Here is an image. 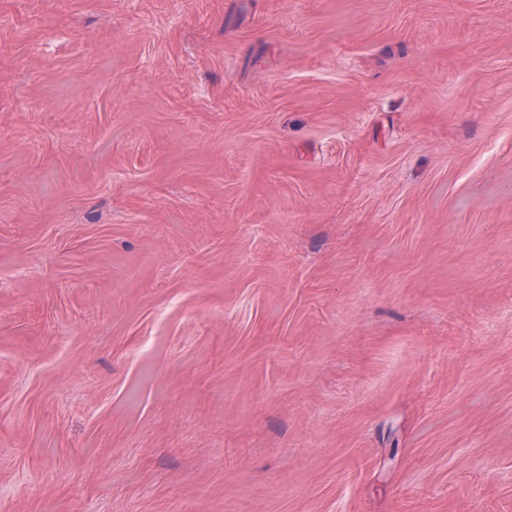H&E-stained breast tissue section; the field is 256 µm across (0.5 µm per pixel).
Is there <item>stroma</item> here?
Masks as SVG:
<instances>
[{"label": "stroma", "mask_w": 512, "mask_h": 512, "mask_svg": "<svg viewBox=\"0 0 512 512\" xmlns=\"http://www.w3.org/2000/svg\"><path fill=\"white\" fill-rule=\"evenodd\" d=\"M0 512H512V0H0Z\"/></svg>", "instance_id": "obj_1"}]
</instances>
